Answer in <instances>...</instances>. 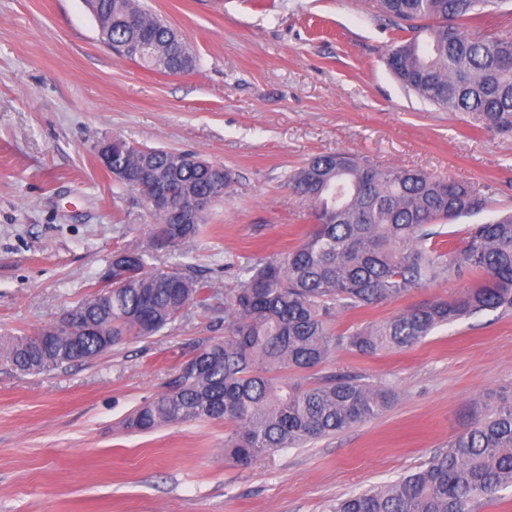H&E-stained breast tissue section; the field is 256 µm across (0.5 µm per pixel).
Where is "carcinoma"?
<instances>
[{"label":"carcinoma","instance_id":"carcinoma-1","mask_svg":"<svg viewBox=\"0 0 512 512\" xmlns=\"http://www.w3.org/2000/svg\"><path fill=\"white\" fill-rule=\"evenodd\" d=\"M506 0H368L371 11L411 36L393 42L385 63L419 99L512 132V24ZM104 43L120 57L176 73L170 28L140 0H96ZM112 165L145 170L178 200L217 202L231 171L184 160L175 151L113 139ZM288 187L307 201L316 224L274 260L240 268L224 300L222 339L200 344L166 391L140 405L126 427L217 420L231 425L225 454L246 467L260 454L300 448L386 411L392 390L359 376L290 383L280 372L322 365L339 347L363 355L410 348L439 326L483 311L512 309V213L446 231L441 221L478 214L488 197L466 183L408 169L382 170L348 152L318 154L294 169ZM153 250L124 248L131 273L112 275L71 308L64 327L0 338V362L42 373L93 359L131 339H147L209 308V285L179 264L154 265L153 251L183 252L205 216L176 224L153 212ZM469 275L477 282L334 335L328 317L401 298L428 283ZM512 488V390L486 395L480 418L424 468L359 494L339 496L331 512H475Z\"/></svg>","mask_w":512,"mask_h":512}]
</instances>
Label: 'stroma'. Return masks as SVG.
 <instances>
[{
  "instance_id": "1",
  "label": "stroma",
  "mask_w": 512,
  "mask_h": 512,
  "mask_svg": "<svg viewBox=\"0 0 512 512\" xmlns=\"http://www.w3.org/2000/svg\"><path fill=\"white\" fill-rule=\"evenodd\" d=\"M193 48L183 75L143 68L98 38L83 0H0V336L52 324L92 292L112 253L147 248L152 218L96 146L120 137L194 152L234 182L180 262L209 309L92 360L25 375L0 363V512H329L337 496L415 472L512 386V312L486 311L418 345L344 347L309 378L391 389L382 415L240 467L224 422L148 432L125 417L187 355L224 335L240 266L297 245L314 222L288 186L311 156L347 151L381 169L453 177L491 194L475 222L512 209V133L472 127L406 93L385 63L398 30L366 0H141ZM464 276L334 315L339 334L446 299Z\"/></svg>"
}]
</instances>
